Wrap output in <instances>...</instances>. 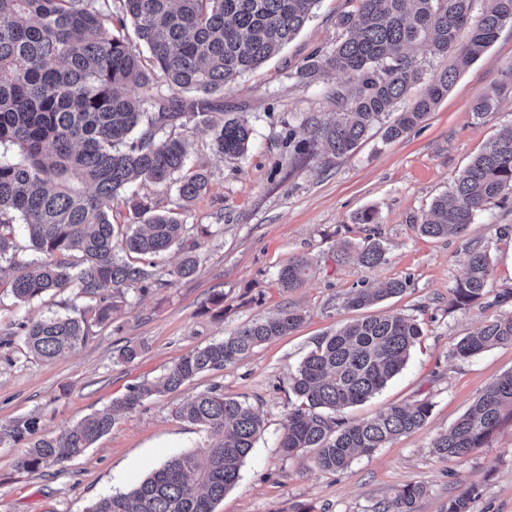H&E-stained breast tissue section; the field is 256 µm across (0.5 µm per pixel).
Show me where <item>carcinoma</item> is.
<instances>
[{
    "mask_svg": "<svg viewBox=\"0 0 512 512\" xmlns=\"http://www.w3.org/2000/svg\"><path fill=\"white\" fill-rule=\"evenodd\" d=\"M318 0H0V259L8 258L14 299L26 303L42 295L76 288L92 298L96 324L112 322L125 302L123 288L168 285L155 277L153 263L134 265L177 246L182 259L170 276H191L199 264L198 242L186 245L189 228L181 210L202 194L208 173L185 171L188 141L179 130L191 121L210 125L212 150L221 158L245 154L252 133L243 112H226L215 95L282 49L310 18ZM476 0H358L356 10L338 18L344 38L327 55L303 69L347 77L350 87L332 92L336 117L313 122L312 139L294 146L299 153L321 146L334 157L351 152L366 133L393 110L420 78L416 52L432 57L458 52L461 61L478 59L499 32L512 25V0H486L479 16ZM150 52L151 67L126 33ZM471 26L469 38L458 33ZM456 69L435 75L426 93L385 130L397 140L417 126L448 94ZM193 93L189 100L158 92L133 93L154 82ZM512 92V65L492 93L473 105L477 118L495 100ZM224 113L213 122L212 114ZM140 180L178 182L177 201L160 211L148 196L126 194ZM512 190V126L476 154L450 190L423 214L420 232L429 237L463 233L477 213L503 203ZM124 196L125 224L112 223V202ZM25 226L30 251L14 241L13 225ZM384 259L373 242L357 253L363 268ZM487 252H472L451 305L466 309L485 292ZM307 262L291 259L278 272L285 290L302 286ZM407 282L389 280L361 288L345 306L360 309L400 295ZM304 319L293 308L245 324L233 335L179 358L160 380L131 388L112 407L93 413L60 435L33 439L18 466L34 470L84 452L107 434L123 411L186 381L223 369L267 341L290 334ZM29 352L52 360L90 336L84 316H51L20 324ZM421 336L416 319L393 311L346 323L323 337L290 378L298 405L288 410L280 447L292 456L317 450L326 471L348 468L356 453L369 455L395 437L422 427L431 405L392 406L374 418L347 425L334 414L378 393L405 366ZM512 344V314L487 321L455 346L468 359L496 345ZM512 410V373L489 384L452 429L431 443L440 459L463 458L480 448ZM180 418L209 430L216 444L203 454L168 460L136 487L100 499L89 512H213V505L240 478L244 460L263 424L244 402L219 388L193 397ZM35 422L0 427V442L18 441ZM425 490L407 483L377 512H415Z\"/></svg>",
    "mask_w": 512,
    "mask_h": 512,
    "instance_id": "cac0c4a2",
    "label": "carcinoma"
}]
</instances>
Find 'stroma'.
Instances as JSON below:
<instances>
[{"label": "stroma", "instance_id": "stroma-1", "mask_svg": "<svg viewBox=\"0 0 512 512\" xmlns=\"http://www.w3.org/2000/svg\"><path fill=\"white\" fill-rule=\"evenodd\" d=\"M356 5V0H319L284 49L220 92L225 111L246 113L253 128L243 158L214 156L207 126L185 128L189 166L202 165L210 173L206 191L184 215L186 224L213 231L200 240L194 275L168 284L180 259L171 251L155 268L166 287L144 293L126 289L112 324L92 327L86 343L42 360L28 351L20 323L70 315L90 301L72 289L19 303L10 291V271L0 272V425L33 419L39 434H61L131 387L156 380L181 356L248 322L295 307L303 311V323L231 366L144 401L82 455L24 470L16 462L27 440L0 445V512H88L104 496L131 490L173 456L206 452L213 443L210 433L179 418L177 409L215 386L250 405L263 431L237 484L214 512H374L408 482L426 490L416 512H448L449 502L470 489L475 492L470 512H512V414H503L484 447L466 457L443 461L431 452L433 439L446 433L489 383L512 372V345L464 361L452 354L483 322L512 312V203L489 206L457 235L429 238L419 232L431 202L512 125V94L501 97L484 119L472 115L474 101L499 84L512 64V26L467 65L452 54H418L421 77L408 99L421 96L448 66L458 74L435 110L401 139L386 141L379 124L343 157L318 149L295 153V142L310 139L313 119L325 121L335 113L330 91L346 84L330 70L308 79L297 72L342 39L336 21ZM366 209L374 211V222L357 223ZM374 240L385 250L378 266L365 269L340 259L343 246L357 250ZM476 249L490 257L488 293L473 308H452L451 292ZM296 257L308 260L307 278L287 292L277 275ZM392 279L406 281L402 295L363 309L346 307L349 294ZM389 311L417 319L422 335L400 373L366 402L345 409L342 418L357 422L392 405L426 401L432 408L424 426L372 454L355 456L341 472L319 469L310 449L285 456L279 443L295 402L289 378L302 359L341 325ZM126 345L138 350L133 360L118 358Z\"/></svg>", "mask_w": 512, "mask_h": 512}]
</instances>
